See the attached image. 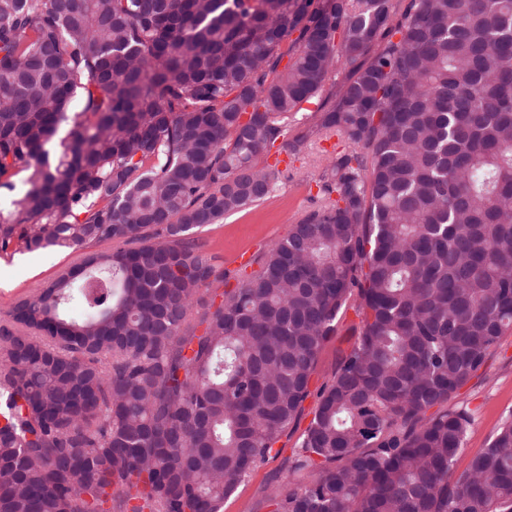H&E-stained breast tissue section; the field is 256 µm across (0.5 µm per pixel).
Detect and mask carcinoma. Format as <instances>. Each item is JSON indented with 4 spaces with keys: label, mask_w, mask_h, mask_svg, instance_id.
<instances>
[{
    "label": "carcinoma",
    "mask_w": 512,
    "mask_h": 512,
    "mask_svg": "<svg viewBox=\"0 0 512 512\" xmlns=\"http://www.w3.org/2000/svg\"><path fill=\"white\" fill-rule=\"evenodd\" d=\"M333 133L189 327L228 277L194 234ZM0 195V255L112 243L0 326V512H223L351 299L273 512H512V419L457 474L469 411L427 415L512 332V0H0Z\"/></svg>",
    "instance_id": "obj_1"
}]
</instances>
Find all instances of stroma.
Masks as SVG:
<instances>
[{
    "label": "stroma",
    "mask_w": 512,
    "mask_h": 512,
    "mask_svg": "<svg viewBox=\"0 0 512 512\" xmlns=\"http://www.w3.org/2000/svg\"><path fill=\"white\" fill-rule=\"evenodd\" d=\"M338 142L335 136L313 142L304 154L289 160L287 180L267 200L226 216L223 223L204 230L201 240L206 250L230 277L239 280L257 274L260 263L242 265L239 254L247 252L257 257L287 237L293 224L314 207L309 184L325 165L326 151ZM78 258V252L51 249L21 251L13 258L0 259V321L8 320V312L17 300L54 279L60 270L77 263ZM358 324L354 307H347L335 333L318 354L311 380L313 393L304 401L298 422L281 436L277 454L259 464L225 499L224 512H272L268 496L285 481L290 461L318 406L316 391L333 378L338 361L353 348ZM453 403L466 407L472 414L464 447L455 464L460 472L488 446L501 425L512 418V333L502 336L482 367L458 390Z\"/></svg>",
    "instance_id": "obj_1"
}]
</instances>
